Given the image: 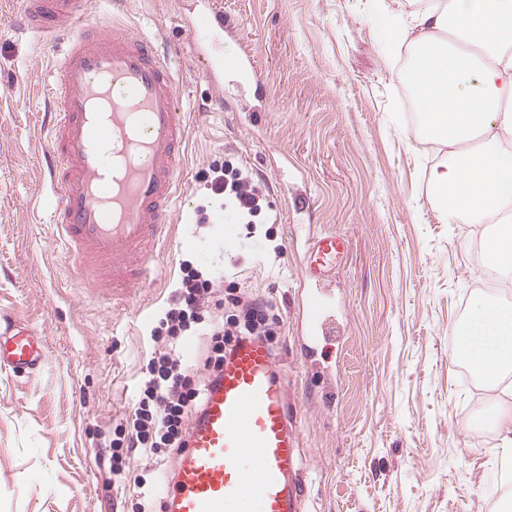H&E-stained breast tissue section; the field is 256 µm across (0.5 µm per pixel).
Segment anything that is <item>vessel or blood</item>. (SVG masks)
<instances>
[{
    "instance_id": "vessel-or-blood-1",
    "label": "vessel or blood",
    "mask_w": 512,
    "mask_h": 512,
    "mask_svg": "<svg viewBox=\"0 0 512 512\" xmlns=\"http://www.w3.org/2000/svg\"><path fill=\"white\" fill-rule=\"evenodd\" d=\"M17 23L61 47L46 84L43 153L53 236L80 282L113 295L143 287L190 206L187 121L169 57L156 39L93 17L88 0H25ZM187 39L216 90L225 72L254 71L249 56L225 59L224 16L213 0H200ZM345 246L327 233L308 247L314 289L304 330L319 355L337 330L316 286L335 271ZM45 355L35 328L12 325L0 334V365L34 370ZM289 384L265 341L235 343L191 424L175 475L161 488L164 512H306Z\"/></svg>"
}]
</instances>
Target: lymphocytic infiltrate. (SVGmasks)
Returning a JSON list of instances; mask_svg holds the SVG:
<instances>
[{"mask_svg":"<svg viewBox=\"0 0 512 512\" xmlns=\"http://www.w3.org/2000/svg\"><path fill=\"white\" fill-rule=\"evenodd\" d=\"M211 184L233 194L247 213L261 207V192L233 165H225ZM181 273L180 288L151 332L160 348L148 360L129 414L116 423L109 444L101 449L100 459L109 473L132 478L138 489L146 481L142 475H131V462L139 458L147 467H161L181 453L192 419L202 412L209 390L221 377L233 337L270 333L264 302L238 296L237 314L226 319L208 315V303L217 293L214 279L187 264ZM191 338L200 339L201 347L192 364L186 365L180 348Z\"/></svg>","mask_w":512,"mask_h":512,"instance_id":"f902f5d3","label":"lymphocytic infiltrate"}]
</instances>
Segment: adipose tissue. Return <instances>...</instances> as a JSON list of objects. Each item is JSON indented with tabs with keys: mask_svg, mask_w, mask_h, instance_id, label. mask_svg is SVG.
Listing matches in <instances>:
<instances>
[{
	"mask_svg": "<svg viewBox=\"0 0 512 512\" xmlns=\"http://www.w3.org/2000/svg\"><path fill=\"white\" fill-rule=\"evenodd\" d=\"M380 34L409 45L421 144L448 155L430 174L445 224L512 221V0H429L405 13L384 0ZM486 380L512 369V305L480 297L458 327Z\"/></svg>",
	"mask_w": 512,
	"mask_h": 512,
	"instance_id": "obj_1",
	"label": "adipose tissue"
}]
</instances>
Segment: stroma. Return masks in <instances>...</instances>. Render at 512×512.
Masks as SVG:
<instances>
[{
  "label": "stroma",
  "mask_w": 512,
  "mask_h": 512,
  "mask_svg": "<svg viewBox=\"0 0 512 512\" xmlns=\"http://www.w3.org/2000/svg\"><path fill=\"white\" fill-rule=\"evenodd\" d=\"M0 10V322L41 332L47 360L18 375L0 367V512H138L128 484L110 483L96 453L128 413L156 345L159 315L180 286L185 244H210L204 269L225 293L268 302L267 339L296 385L307 512H503L512 457L489 411L512 410V373L467 384L456 328L478 296H492L490 258L476 244L497 224L440 223L432 168L410 118L407 48L386 46L375 0H217L224 53L250 55L255 77L224 79L216 112L201 66L174 70L187 112L184 184L194 195L153 282L112 306L77 283L50 227L41 169L44 80L58 54L19 29L24 6ZM196 0H90L98 18L183 45ZM232 160L263 189L257 216L218 222L214 165ZM310 200L294 208L295 195ZM325 232L348 249L330 284L344 334L329 375L310 369L297 328L307 295V247Z\"/></svg>",
  "instance_id": "obj_1"
}]
</instances>
